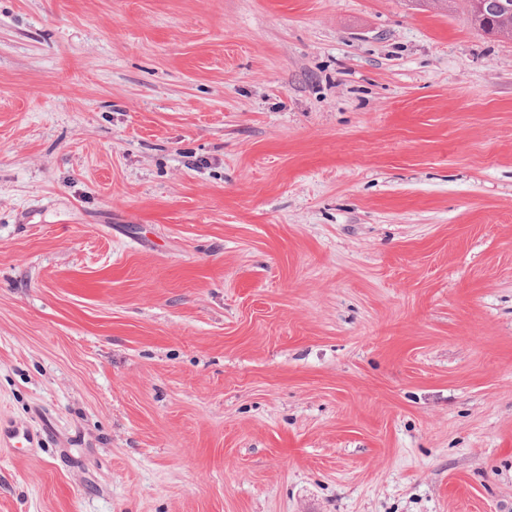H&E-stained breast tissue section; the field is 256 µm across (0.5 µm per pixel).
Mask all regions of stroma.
I'll return each mask as SVG.
<instances>
[{
    "label": "stroma",
    "mask_w": 512,
    "mask_h": 512,
    "mask_svg": "<svg viewBox=\"0 0 512 512\" xmlns=\"http://www.w3.org/2000/svg\"><path fill=\"white\" fill-rule=\"evenodd\" d=\"M0 512H512V40L0 0Z\"/></svg>",
    "instance_id": "1"
}]
</instances>
